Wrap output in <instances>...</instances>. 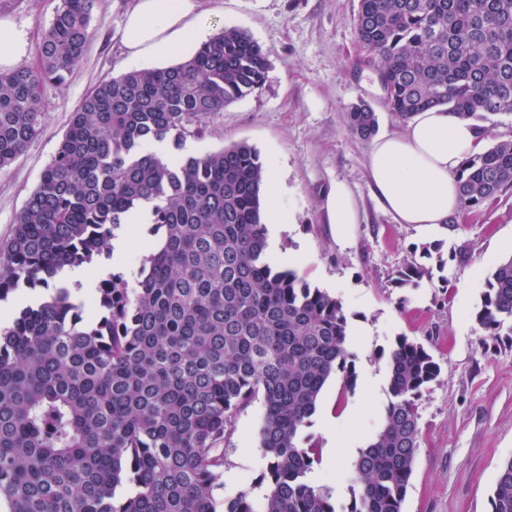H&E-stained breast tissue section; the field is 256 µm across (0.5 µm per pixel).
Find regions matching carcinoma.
Listing matches in <instances>:
<instances>
[{
    "label": "carcinoma",
    "mask_w": 512,
    "mask_h": 512,
    "mask_svg": "<svg viewBox=\"0 0 512 512\" xmlns=\"http://www.w3.org/2000/svg\"><path fill=\"white\" fill-rule=\"evenodd\" d=\"M95 0H61L34 67L0 71V169L38 136L41 86L62 81L90 40ZM358 41L384 102L410 120L445 107L472 121L512 115V0H359ZM267 54L228 27L175 65L105 77L69 129L9 238L0 243V302L20 288L47 291L0 328V512H336L331 490L308 481L320 448L302 438L330 377L354 385L342 302L266 260L255 149L235 143L163 160L207 121L259 89ZM352 134L378 129L372 107L347 112ZM461 207L512 187V139L462 164ZM150 211L156 238L129 282L109 271L89 306L70 301L66 268L112 258L126 215ZM427 274L415 262L406 286ZM475 321L512 332V256L490 271ZM381 430L360 451L350 512H403L420 448L419 399L441 366L399 337L388 357ZM264 408L255 485L224 501L212 491L239 413ZM134 490L115 500L122 483ZM490 512H512V458L500 467Z\"/></svg>",
    "instance_id": "1"
}]
</instances>
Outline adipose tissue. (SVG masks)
Listing matches in <instances>:
<instances>
[{
    "label": "adipose tissue",
    "mask_w": 512,
    "mask_h": 512,
    "mask_svg": "<svg viewBox=\"0 0 512 512\" xmlns=\"http://www.w3.org/2000/svg\"><path fill=\"white\" fill-rule=\"evenodd\" d=\"M206 28L200 0H136L121 40L129 61L147 62L199 46ZM28 53L25 33L0 18V71L22 66ZM489 138L473 121L434 107L417 113L401 132L375 139L369 173L384 208L400 224L445 226L460 211L461 165Z\"/></svg>",
    "instance_id": "ef3b65f1"
}]
</instances>
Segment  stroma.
Instances as JSON below:
<instances>
[{
	"label": "stroma",
	"mask_w": 512,
	"mask_h": 512,
	"mask_svg": "<svg viewBox=\"0 0 512 512\" xmlns=\"http://www.w3.org/2000/svg\"><path fill=\"white\" fill-rule=\"evenodd\" d=\"M60 0H0V17L12 19L39 44ZM135 0H97L87 51L64 82L42 88L45 116L39 135L11 166L0 169V241L8 238L28 196L55 155L73 112L103 78L132 70L121 28ZM211 32L247 31L267 52L259 90L228 105L207 122L201 137L187 138L204 151L246 143L278 173L284 224L279 251L296 259L295 273L311 286L340 297L351 328L357 371L387 372L386 353L397 337L424 343L441 365L439 379L419 402L420 448L404 512H490L489 497L501 464L512 458V335L484 336L474 312L492 266L512 254V188L480 207L460 211L455 229L426 230L396 223L375 194L368 170L370 142L349 131L346 113L358 101L379 116V135L401 130L358 42V0H202ZM345 183L358 222L337 241L325 198ZM439 256L424 257L430 243ZM427 269L416 285L399 286L408 260ZM386 386L343 392L341 376L325 386L304 434L322 449L316 467L346 512L355 484L352 460L331 450L323 427L336 414L342 439L367 441L381 426ZM355 411L356 422L341 419ZM263 406L254 401L237 417L225 446L232 481L214 491L217 501L251 487L265 464L258 434Z\"/></svg>",
	"instance_id": "obj_1"
}]
</instances>
